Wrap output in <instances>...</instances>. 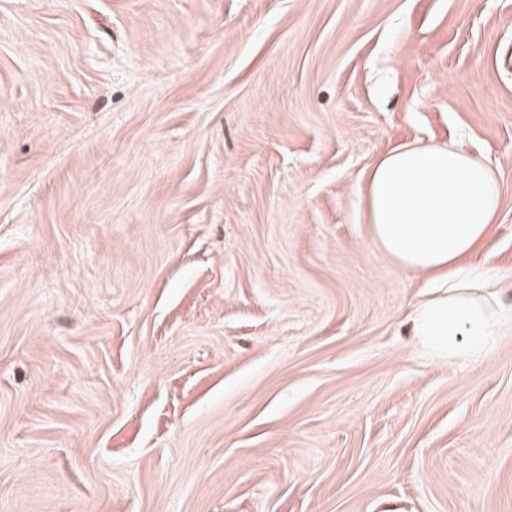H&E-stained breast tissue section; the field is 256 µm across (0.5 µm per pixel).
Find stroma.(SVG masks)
<instances>
[{"label":"stroma","mask_w":512,"mask_h":512,"mask_svg":"<svg viewBox=\"0 0 512 512\" xmlns=\"http://www.w3.org/2000/svg\"><path fill=\"white\" fill-rule=\"evenodd\" d=\"M512 0H0V512H512V331L411 334L359 189L482 155Z\"/></svg>","instance_id":"35a3bbf8"}]
</instances>
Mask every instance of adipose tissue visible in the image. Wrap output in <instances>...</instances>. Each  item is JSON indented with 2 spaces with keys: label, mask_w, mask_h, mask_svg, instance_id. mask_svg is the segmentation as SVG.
Instances as JSON below:
<instances>
[{
  "label": "adipose tissue",
  "mask_w": 512,
  "mask_h": 512,
  "mask_svg": "<svg viewBox=\"0 0 512 512\" xmlns=\"http://www.w3.org/2000/svg\"><path fill=\"white\" fill-rule=\"evenodd\" d=\"M373 247L423 278L411 315L420 347L438 360H477L512 324L499 305L512 279L476 263L500 208L482 156L453 144H404L379 158L362 190Z\"/></svg>",
  "instance_id": "1"
}]
</instances>
